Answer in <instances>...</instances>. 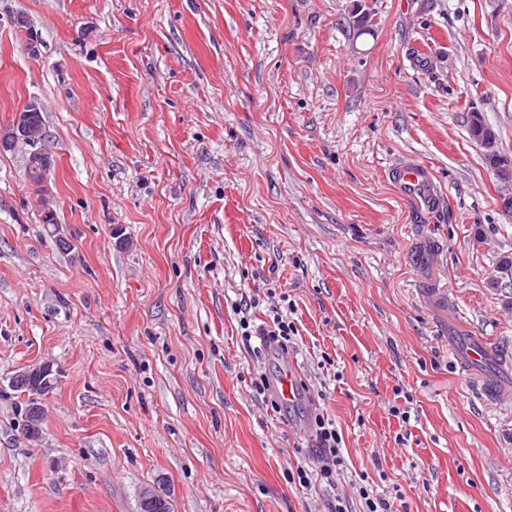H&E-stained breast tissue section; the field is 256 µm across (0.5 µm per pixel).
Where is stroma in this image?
I'll use <instances>...</instances> for the list:
<instances>
[{"mask_svg": "<svg viewBox=\"0 0 512 512\" xmlns=\"http://www.w3.org/2000/svg\"><path fill=\"white\" fill-rule=\"evenodd\" d=\"M32 99L45 192L0 151V512H358L364 479L394 512H512V184L469 133L512 155V0H0V129ZM241 307L288 308L287 353ZM45 360L31 442L10 381ZM291 367L302 398L256 393ZM391 176L400 194L411 200L417 210L431 213L439 208V192L427 167L411 161L395 168ZM240 313L243 314L239 319L243 340L250 341L252 336H265V342L269 348L280 349L282 352L288 351V343H290L292 336H295L298 330L295 323L288 320L287 316H284L276 309L271 325L268 328L252 330L250 319L245 316L246 312H243L240 308L238 314ZM36 365L43 370V377L47 376L50 387L45 389L44 386H42L40 389L34 390L35 394L29 397L28 400L32 403L26 411V418L29 419L30 422H36L43 415L44 406L42 402L52 392L55 384L58 382V372L54 370L52 362L44 361ZM314 432L318 448H322L324 464L321 466L318 476L321 481L332 485L335 482L337 470L343 467L345 460L341 453L342 436L336 428V422L324 414H316L314 417ZM171 506L168 497L157 489H146L140 494L141 512H165Z\"/></svg>", "mask_w": 512, "mask_h": 512, "instance_id": "1", "label": "stroma"}]
</instances>
